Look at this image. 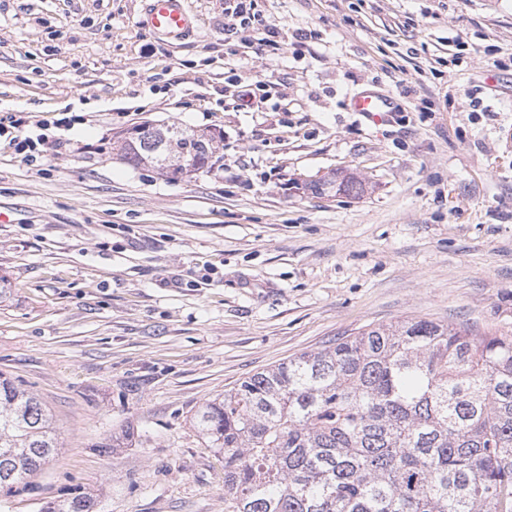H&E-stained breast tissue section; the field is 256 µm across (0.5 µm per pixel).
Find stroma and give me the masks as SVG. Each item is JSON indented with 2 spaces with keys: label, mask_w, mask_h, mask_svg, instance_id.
<instances>
[{
  "label": "stroma",
  "mask_w": 512,
  "mask_h": 512,
  "mask_svg": "<svg viewBox=\"0 0 512 512\" xmlns=\"http://www.w3.org/2000/svg\"><path fill=\"white\" fill-rule=\"evenodd\" d=\"M189 3L172 45L144 0H0V121L58 140L0 138V372L62 443L0 512H224L192 418L243 378L369 324L512 329V0H256L281 27L259 54L224 0ZM366 92L393 111H351ZM144 122L222 134L211 169L118 159ZM335 170L362 191L304 189ZM43 512H99L97 498L84 491H75L69 496L47 502Z\"/></svg>",
  "instance_id": "35a3bbf8"
}]
</instances>
